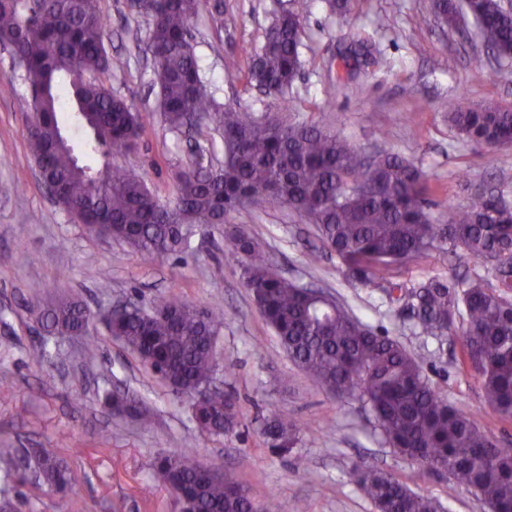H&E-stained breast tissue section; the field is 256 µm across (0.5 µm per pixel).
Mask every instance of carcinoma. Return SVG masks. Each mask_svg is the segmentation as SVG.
<instances>
[{"label": "carcinoma", "instance_id": "obj_1", "mask_svg": "<svg viewBox=\"0 0 512 512\" xmlns=\"http://www.w3.org/2000/svg\"><path fill=\"white\" fill-rule=\"evenodd\" d=\"M204 0H157L149 15L147 50L154 64L161 118L173 135L190 115L221 134L223 161L207 167L203 148L177 173L174 202L163 204L144 178L118 160L132 154L144 134L138 113L112 94L99 75L127 68L108 53V22L98 0H0V46L23 70L32 99L28 151L55 203L82 224H109L112 238L160 263L192 251L193 238L217 229L224 250L241 266L244 285L266 324L294 364L338 398L358 395L368 406L384 443L419 467L465 485L497 512H512V450L502 448L480 418L430 385L420 361L396 339L376 332L342 304L330 307L281 275L260 243L224 216L249 204L287 208L313 224L339 259L345 280L378 288L402 305L414 334L442 341L465 314L460 364H477L484 401L512 420V213L493 216L481 196L436 224L429 213L430 187L411 161L387 151L367 155L340 135L277 113L257 115L221 106L208 91L194 51L193 23ZM483 42L499 57L512 56V11L502 0H472ZM437 20L454 29L457 7L434 0ZM300 15L289 8L272 21L265 43L252 56L249 83L285 95L300 68ZM79 112L91 132L90 152L109 161L94 176L63 140L59 114ZM448 122L477 149L493 150L512 139V109L479 106L448 113ZM462 249L494 270L497 285L476 273L464 282L430 278L409 286L392 270L442 247ZM156 315L138 305L108 321L148 371L180 397L200 399L199 428L222 436L239 425L233 395L198 389L216 373L212 340L224 312L180 294L159 301ZM49 336H87L93 316L78 297L37 307ZM105 405L142 419L141 401L122 391ZM296 418L280 411L262 423L270 447L288 451L300 441ZM28 466L56 488L77 490V473L48 451L26 454ZM154 475L177 495L184 512H302V505L270 496L258 505L240 483L209 474L192 454L161 455ZM357 482L377 512H441L433 498L412 491L392 474L362 469Z\"/></svg>", "mask_w": 512, "mask_h": 512}]
</instances>
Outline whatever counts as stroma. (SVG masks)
Here are the masks:
<instances>
[{"label": "stroma", "instance_id": "1", "mask_svg": "<svg viewBox=\"0 0 512 512\" xmlns=\"http://www.w3.org/2000/svg\"><path fill=\"white\" fill-rule=\"evenodd\" d=\"M284 5L299 13L304 37L300 74L280 98L250 85L246 74ZM99 7L110 23V52L129 61L127 70L105 74L104 81L139 112L145 128L140 149L124 164L162 201H173L176 173L191 144L218 161L221 137L205 126L187 139L166 131L146 51L148 19L131 12L126 0H99ZM381 16L388 20L383 28L376 25ZM194 31L202 76L220 104L286 112L359 146L382 142L425 173L435 223L468 207L483 188L512 201V147L477 150L448 123L454 106H512V60L494 58L473 19H466L463 32H448L434 20L433 0H350L345 12L328 0H207ZM1 77L12 82L13 92L0 95V449L15 455L47 449L82 480L76 491L61 492L46 484L18 486L0 471V512H173L152 464L187 442L202 463L247 486L259 502L273 495L304 501L306 512H376L355 474L356 468L376 467L437 499L445 512H489L474 491L445 475L421 476L416 465L395 455L362 401L336 398L292 364L258 313L240 267L228 262L219 234L197 235L191 253L149 265L128 245L91 233L57 206L27 150L28 86L3 49ZM332 83L339 90L328 101L323 89ZM226 220L246 225L288 277L323 288L399 340L442 396L479 414L500 445L512 448V421L484 407L479 372L459 362L463 323L441 342L417 336L378 289L349 286L336 256L321 252L316 268H309L307 256L319 243L312 226L288 209L252 208ZM476 270L465 251H435L398 275L414 285L431 276L462 280ZM104 277L110 286L103 291L98 283ZM75 293L94 313L120 300L149 307L171 293L220 303L224 369L217 382L237 397L241 425L220 437L201 433L189 402L152 377L100 323L87 339L49 337L46 357L32 359L29 350L38 339L33 305ZM117 388L142 398L147 421L104 409V393ZM281 410L303 426L294 453L286 455L273 452L260 433L263 420ZM62 433L69 434V446L58 445ZM298 455L308 461L307 477L293 471Z\"/></svg>", "mask_w": 512, "mask_h": 512}]
</instances>
